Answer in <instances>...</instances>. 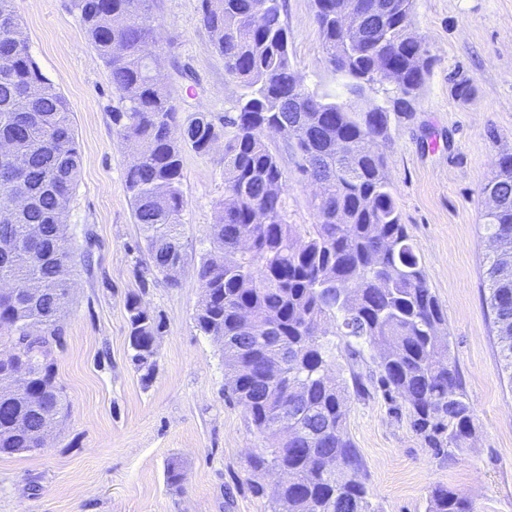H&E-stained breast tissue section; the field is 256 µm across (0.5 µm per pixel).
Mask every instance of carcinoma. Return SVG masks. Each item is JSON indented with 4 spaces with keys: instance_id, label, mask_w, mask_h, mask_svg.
I'll return each mask as SVG.
<instances>
[{
    "instance_id": "cac0c4a2",
    "label": "carcinoma",
    "mask_w": 512,
    "mask_h": 512,
    "mask_svg": "<svg viewBox=\"0 0 512 512\" xmlns=\"http://www.w3.org/2000/svg\"><path fill=\"white\" fill-rule=\"evenodd\" d=\"M339 2L314 0L322 47L345 95L329 100L296 74L285 0H202L225 72L243 89L221 132L203 112L181 120L172 93L153 75L142 52L155 35L150 0H73L121 103L112 113L117 135L139 148L125 187L148 271L170 282L169 268L186 260L182 151L207 152L224 138V203L211 226L214 252L198 269L204 296L195 321L204 335L223 340L225 391L275 442L269 453L250 456V466L290 475L275 492L274 512H373L345 431V386L323 342L328 323L352 358L363 344L382 347L377 382L404 401L429 447L464 448L474 430L473 407L438 335L443 310L401 222L386 157L371 148L391 139L392 117L414 111L434 58L412 32L415 0H351L369 24L365 37L342 26ZM368 90L382 93V103L363 110L358 102ZM271 126L288 128L295 170L320 184L311 201L316 223L302 232L286 221V177L266 144ZM0 138L26 157L23 176L0 162V205L17 195L35 202L21 223H0V241L11 243L0 277L18 288L30 280L49 288L35 299L0 295V381L21 368L28 374L24 395L0 400V453H14L38 449L34 424L62 417L47 345L61 336L76 264L67 216L81 165L67 100L35 62L14 0H0ZM482 194L495 198L484 214L486 304L512 379V154L502 156ZM241 238L251 240V251L236 252ZM126 312L132 359L148 378L162 323L135 293ZM283 417L296 429L287 441L279 439ZM429 512L474 508L437 486Z\"/></svg>"
}]
</instances>
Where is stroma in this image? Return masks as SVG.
<instances>
[{
    "mask_svg": "<svg viewBox=\"0 0 512 512\" xmlns=\"http://www.w3.org/2000/svg\"><path fill=\"white\" fill-rule=\"evenodd\" d=\"M15 7L35 61L71 111L82 165L68 232L82 261L54 347L67 411L45 448L0 453V512H273V477L248 464L267 442L225 392L222 346L195 323L198 267L224 201L223 144L182 152L187 260L168 283L147 270L124 183L133 146L116 135L119 100L73 0ZM152 14L180 118L203 112L223 127L242 89L201 21V0H153ZM284 20L298 76L310 90L335 94L313 0H286ZM414 30L435 63L414 112L393 121L384 151L402 222L445 312L439 333L474 409L466 448L428 447L401 399L378 387L372 350L354 361L344 337L330 333L326 342L374 512H427L438 485L475 512H512V377L485 303L490 247L481 196L501 155L512 154V0H416ZM461 78L470 86L463 96L452 88ZM266 141L283 156L287 222L315 223V186L296 174L284 136ZM132 292L163 322L148 381L127 342ZM358 375L366 393L356 391ZM173 463L183 473L177 486L167 481Z\"/></svg>",
    "mask_w": 512,
    "mask_h": 512,
    "instance_id": "1",
    "label": "stroma"
}]
</instances>
